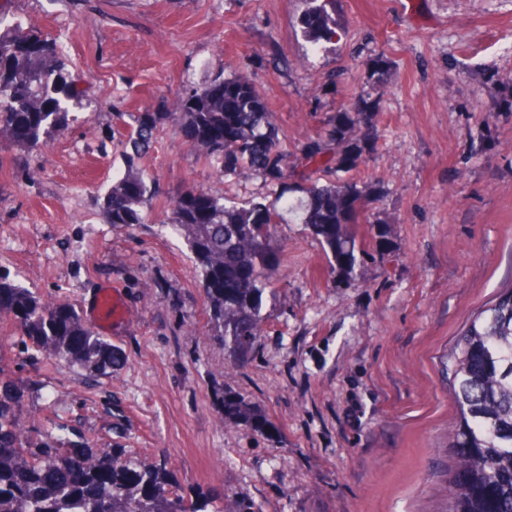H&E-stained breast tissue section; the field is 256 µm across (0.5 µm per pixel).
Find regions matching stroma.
Returning <instances> with one entry per match:
<instances>
[{
	"instance_id": "1",
	"label": "stroma",
	"mask_w": 512,
	"mask_h": 512,
	"mask_svg": "<svg viewBox=\"0 0 512 512\" xmlns=\"http://www.w3.org/2000/svg\"><path fill=\"white\" fill-rule=\"evenodd\" d=\"M309 0H12L9 18L51 37L91 103L32 149L0 137V273L86 326L98 290L124 293L106 338L122 363L93 377L29 363L0 314V367L21 417L101 448L164 457L175 493L224 512H448L458 413L448 355L458 333L512 287V0H336L341 38L302 36ZM386 65L376 82L372 65ZM248 78L288 152L286 183L224 174L185 137L179 94ZM376 109L373 151L351 171L373 231L349 281L291 210L303 150L349 99ZM165 112L151 149L127 159L132 118ZM154 180L143 223L108 224L99 200L128 170ZM285 212L282 261L251 362L231 371L210 337L183 237L166 228L191 189ZM233 388L270 427L220 423Z\"/></svg>"
}]
</instances>
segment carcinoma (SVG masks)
I'll return each mask as SVG.
<instances>
[{
  "instance_id": "carcinoma-1",
  "label": "carcinoma",
  "mask_w": 512,
  "mask_h": 512,
  "mask_svg": "<svg viewBox=\"0 0 512 512\" xmlns=\"http://www.w3.org/2000/svg\"><path fill=\"white\" fill-rule=\"evenodd\" d=\"M301 18L306 41L331 44L335 0H310ZM84 107L83 94L57 60L55 46L17 23L0 27V136L35 147ZM185 136L226 173L247 168L269 180L287 178L269 112L259 93L240 77L217 75L176 100ZM375 112L360 103L332 125L328 139L336 151L324 159L321 140L305 146L304 157L323 177L307 176L301 188L303 222L321 242L331 272L350 279L365 252L356 244L363 213L357 184L340 177L373 149ZM166 112H141L128 136L129 158L149 147ZM199 200H176L171 224L183 235L199 268L206 293L211 336L234 363H250L265 322L263 297L280 263L274 246L280 214L263 203L227 205L204 190ZM154 195L151 182L128 172L104 196L108 223H143L139 207ZM0 308L14 316L24 337L23 353L35 361L48 348L59 361L102 375L112 373L121 355L86 328L76 308L49 305L0 273ZM451 392L458 410L453 438L464 480L449 512H512V290L482 309L458 334L449 358ZM23 392L0 368V512H206L204 500L171 496L173 475L164 460L145 463L125 448L71 444L61 436L22 440L15 424ZM224 416L260 431L267 419L232 390L220 395ZM89 456L95 467L85 466Z\"/></svg>"
}]
</instances>
